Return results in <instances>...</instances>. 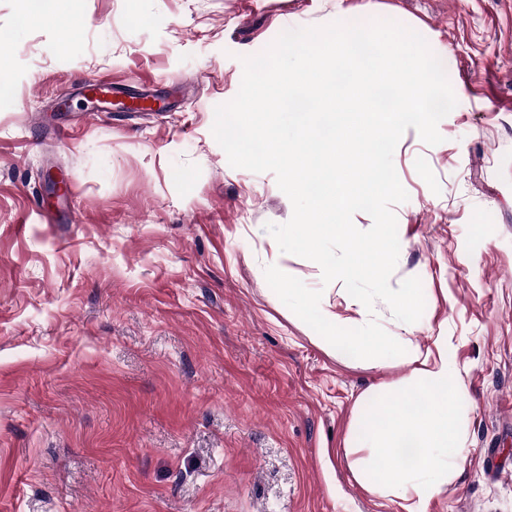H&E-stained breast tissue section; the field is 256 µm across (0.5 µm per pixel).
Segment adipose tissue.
<instances>
[{"instance_id":"ef3b65f1","label":"adipose tissue","mask_w":512,"mask_h":512,"mask_svg":"<svg viewBox=\"0 0 512 512\" xmlns=\"http://www.w3.org/2000/svg\"><path fill=\"white\" fill-rule=\"evenodd\" d=\"M358 363L377 367L382 352L412 370L392 388H377L355 417L351 470L368 491L396 497L403 512H428L448 487V470L464 448L457 404L462 396L448 339L437 336L421 350L410 339H393L355 326L344 338Z\"/></svg>"}]
</instances>
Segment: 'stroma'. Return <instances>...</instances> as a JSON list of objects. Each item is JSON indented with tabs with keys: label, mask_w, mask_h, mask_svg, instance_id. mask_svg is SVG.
Segmentation results:
<instances>
[{
	"label": "stroma",
	"mask_w": 512,
	"mask_h": 512,
	"mask_svg": "<svg viewBox=\"0 0 512 512\" xmlns=\"http://www.w3.org/2000/svg\"><path fill=\"white\" fill-rule=\"evenodd\" d=\"M0 0V512H400L354 477L360 397L409 375L331 344L357 317L314 261L281 252L273 173L212 135L245 56L283 31L398 21L440 59L456 107L394 152L390 278L427 309L375 317L448 339L465 449L428 512H512V0ZM106 76L166 112H97ZM43 125L32 123L33 114ZM69 189L48 208V175ZM341 321L311 322L299 299Z\"/></svg>",
	"instance_id": "1"
}]
</instances>
